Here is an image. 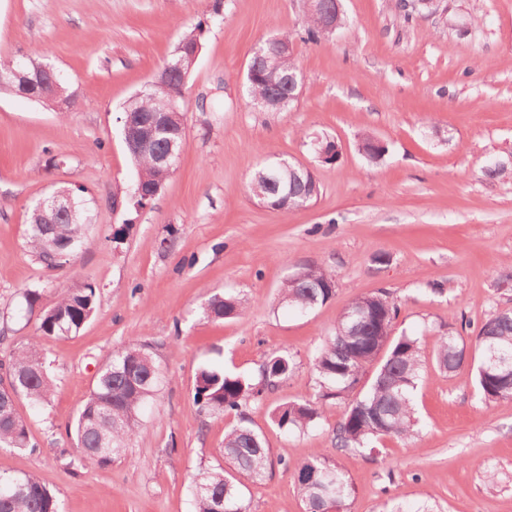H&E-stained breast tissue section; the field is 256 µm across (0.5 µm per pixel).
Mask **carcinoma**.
I'll use <instances>...</instances> for the list:
<instances>
[{
	"mask_svg": "<svg viewBox=\"0 0 512 512\" xmlns=\"http://www.w3.org/2000/svg\"><path fill=\"white\" fill-rule=\"evenodd\" d=\"M247 81L249 95L267 111L275 108L264 101L281 99L284 106L297 100L293 76L300 70L289 51H278ZM180 86L174 78L167 86H150L131 96L121 112L146 114L157 101ZM365 156L377 159L386 148L374 137L358 144ZM137 171L136 185L148 190L160 180L151 151L130 153ZM298 177L280 173V160H273L251 176L253 194L268 207L283 214L306 204L319 194L312 172L295 163ZM88 230L83 221L44 224L36 208L28 217V244L45 265L57 255L74 257ZM336 277L315 264H308L281 289L280 303L300 310L322 305L335 295ZM97 309V290L87 283L77 288H61L52 306L40 314L43 338L75 335ZM244 301L236 295L214 296L203 308L211 321L242 315ZM397 307L383 292L355 299L340 315L332 334L317 349L313 367L317 376L314 394L275 406L272 422L281 430L302 432L321 417L331 400L345 401L343 416L333 429L335 447L373 448L384 437L408 439L416 432L414 398L424 372L425 359L420 338L403 333L391 335ZM480 361L475 367V383L487 404L512 403V312H497L481 325L475 338ZM437 366L455 372L465 362L464 343L457 336L439 338ZM295 362L284 351L267 358L258 378L226 371L203 369L197 376L194 404L200 413L220 416L234 411L241 415L250 403L262 398L277 380L292 373ZM161 370L144 344H130L112 354L97 373L95 386L78 411L67 435L74 441L79 460L104 464L112 461L144 429L142 411L153 397ZM8 382L18 394L36 404L50 400L53 381L48 375L38 341L21 345L0 362V448L17 452L34 451L24 419L1 385ZM231 470L222 467L200 473L194 482V512H250L242 479L253 482L265 478L271 468L270 448L264 437L245 419L224 436L220 449ZM294 482L304 512H344L352 486L345 473L326 455H313L293 469ZM0 512H60L56 493L35 474L15 476L0 473Z\"/></svg>",
	"mask_w": 512,
	"mask_h": 512,
	"instance_id": "carcinoma-1",
	"label": "carcinoma"
}]
</instances>
